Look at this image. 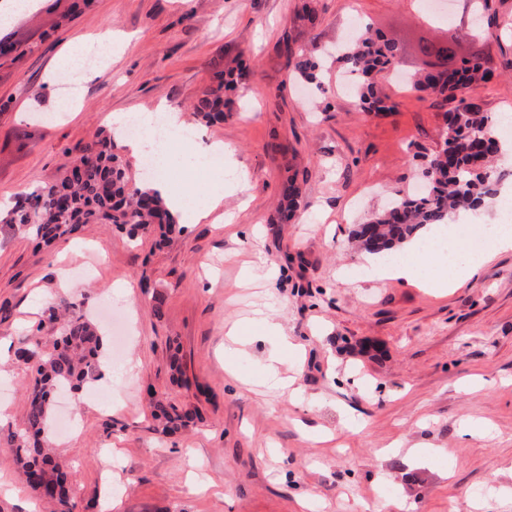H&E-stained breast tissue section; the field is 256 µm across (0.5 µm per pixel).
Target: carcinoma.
Masks as SVG:
<instances>
[{
    "label": "carcinoma",
    "mask_w": 512,
    "mask_h": 512,
    "mask_svg": "<svg viewBox=\"0 0 512 512\" xmlns=\"http://www.w3.org/2000/svg\"><path fill=\"white\" fill-rule=\"evenodd\" d=\"M471 37L470 30L457 28L447 41L422 46L424 54L434 49L450 66V71L438 76L425 70L413 84L415 90L434 96L445 109L442 145L425 164L426 188L421 194L399 199L354 228L355 241L369 254L388 253L424 227L445 223L452 213L477 211L500 190L502 175L495 162L504 155L503 144L491 116L470 96L474 87L489 80L491 72L481 62L457 54L459 45ZM283 53L292 76L321 85L319 61L296 51L288 41ZM400 54L397 42L374 36L367 29L336 48V61L352 76L361 111L394 110L377 77L394 67ZM216 79L218 87L205 92L194 110L206 124L224 121L225 112L230 110L231 100L224 93L235 87V70L220 71ZM299 207L300 193L291 183L275 221H290ZM3 223L10 229L34 226L39 243L47 248L82 224H118L129 227L132 234L153 226L162 241L179 229L177 216L159 191L132 183L128 165L112 152L108 131L99 132L81 149L62 178L19 198ZM46 313L52 322L63 320L60 339L49 350L34 341L24 342L14 351L19 361L37 360V378L27 399L24 428L10 438L12 462L33 494L54 501L58 512H75L67 473L49 452L51 401L56 390H78L97 377L100 366L107 363L106 336L76 303L61 299L50 304ZM161 415L165 433L176 431L191 417L173 403L163 408Z\"/></svg>",
    "instance_id": "carcinoma-1"
}]
</instances>
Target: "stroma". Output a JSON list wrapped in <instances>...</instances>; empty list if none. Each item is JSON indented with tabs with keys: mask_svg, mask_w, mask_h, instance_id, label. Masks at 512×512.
<instances>
[{
	"mask_svg": "<svg viewBox=\"0 0 512 512\" xmlns=\"http://www.w3.org/2000/svg\"><path fill=\"white\" fill-rule=\"evenodd\" d=\"M39 0L4 27L19 61L0 59V196L7 205L56 181L117 112L177 107L234 151L225 181L246 174L199 222L156 244L152 230L82 225L58 242L72 251L70 288L57 285L50 258L29 231H0V512H54L35 500L12 463L9 435L22 428L33 366L13 351L28 338L52 346L59 325L42 308L58 298L95 311L134 308L127 355L132 375L110 369L71 404L77 425L54 434L69 466L76 512H512V252L498 254L457 288L439 292L376 276L352 230L397 193L417 189L419 165L437 151L442 111L434 98L381 80L396 104L361 111L347 75L328 54L357 24L399 42L400 67L421 72L419 37L438 41L469 26L471 0L428 22L422 0ZM495 24L465 44L493 78L472 94L492 118L512 114V0H493ZM314 10L316 23L305 12ZM124 41L102 78L83 80L64 107L55 62L76 38L103 28ZM321 58L322 89L289 78L283 39ZM247 61L223 123L204 126L194 105L215 74ZM500 196L453 224L483 232L505 221L512 157ZM301 207L275 218L289 182ZM133 299L116 297L117 283ZM263 307L292 343L279 348L251 322ZM245 322L246 342L227 373V328ZM293 394L264 384L268 353ZM196 412L194 424L158 432L152 398ZM326 429L335 438L316 442ZM436 457L413 459V448ZM128 489L110 493L102 449Z\"/></svg>",
	"mask_w": 512,
	"mask_h": 512,
	"instance_id": "obj_1",
	"label": "stroma"
}]
</instances>
